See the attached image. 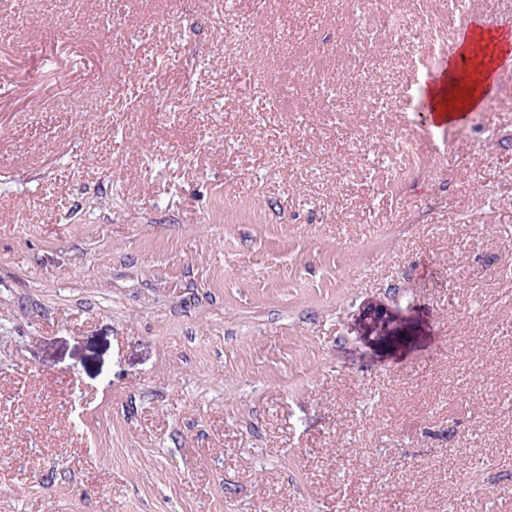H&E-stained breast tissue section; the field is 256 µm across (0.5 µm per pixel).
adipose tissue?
Listing matches in <instances>:
<instances>
[{"instance_id": "1", "label": "adipose tissue", "mask_w": 512, "mask_h": 512, "mask_svg": "<svg viewBox=\"0 0 512 512\" xmlns=\"http://www.w3.org/2000/svg\"><path fill=\"white\" fill-rule=\"evenodd\" d=\"M461 55L470 57L473 67L466 83H459L455 67H448L441 83L429 88V103L434 123L465 120L481 109L485 91L492 82L500 61L512 54V30L498 27L471 29L462 39Z\"/></svg>"}]
</instances>
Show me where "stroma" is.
<instances>
[{
  "instance_id": "obj_1",
  "label": "stroma",
  "mask_w": 512,
  "mask_h": 512,
  "mask_svg": "<svg viewBox=\"0 0 512 512\" xmlns=\"http://www.w3.org/2000/svg\"><path fill=\"white\" fill-rule=\"evenodd\" d=\"M393 2L0 0V512H512V71ZM375 9L379 11V23L381 27L389 31L401 32L412 29L416 26V21L392 6L389 0H375ZM481 27L471 29L463 38L460 46V56H470L473 67L467 83L460 85L456 76V66L448 61V69L440 85L429 87V112L439 128H446L463 121L470 112L481 109L484 104L486 87L492 82L497 67L509 54L512 48V32L505 26H497V18L491 14L485 15L480 22ZM484 29H483V28ZM486 43L485 47L482 43ZM493 45L495 56H488L484 49ZM479 53L482 55L480 56ZM460 93V96H457ZM461 99V107L455 106V101Z\"/></svg>"
}]
</instances>
